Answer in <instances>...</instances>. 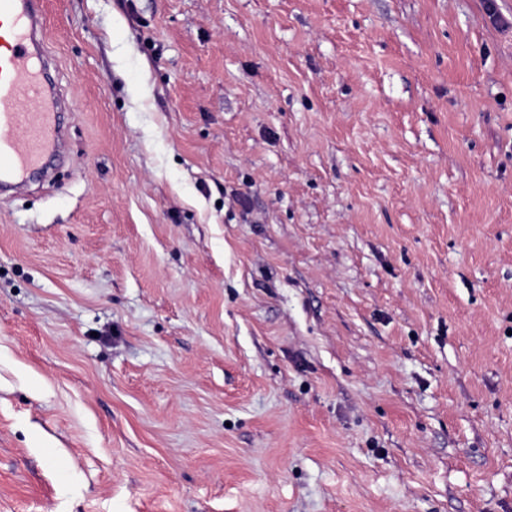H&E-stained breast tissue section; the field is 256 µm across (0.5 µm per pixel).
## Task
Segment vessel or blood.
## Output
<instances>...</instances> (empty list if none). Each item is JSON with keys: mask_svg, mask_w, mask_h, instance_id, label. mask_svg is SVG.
Listing matches in <instances>:
<instances>
[{"mask_svg": "<svg viewBox=\"0 0 512 512\" xmlns=\"http://www.w3.org/2000/svg\"><path fill=\"white\" fill-rule=\"evenodd\" d=\"M42 0H0V181L21 183L58 143V102L43 78Z\"/></svg>", "mask_w": 512, "mask_h": 512, "instance_id": "1", "label": "vessel or blood"}]
</instances>
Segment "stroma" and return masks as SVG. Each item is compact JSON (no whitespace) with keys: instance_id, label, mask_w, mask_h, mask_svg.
<instances>
[{"instance_id":"stroma-1","label":"stroma","mask_w":512,"mask_h":512,"mask_svg":"<svg viewBox=\"0 0 512 512\" xmlns=\"http://www.w3.org/2000/svg\"><path fill=\"white\" fill-rule=\"evenodd\" d=\"M44 14L0 512H512V0Z\"/></svg>"}]
</instances>
